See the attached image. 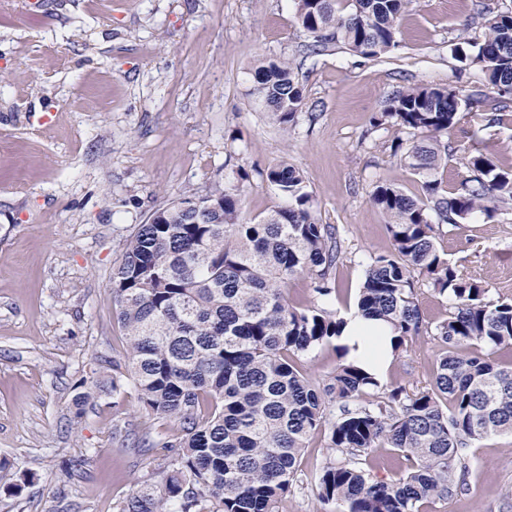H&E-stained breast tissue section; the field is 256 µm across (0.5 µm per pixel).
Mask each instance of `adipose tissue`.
<instances>
[{
  "label": "adipose tissue",
  "instance_id": "adipose-tissue-1",
  "mask_svg": "<svg viewBox=\"0 0 512 512\" xmlns=\"http://www.w3.org/2000/svg\"><path fill=\"white\" fill-rule=\"evenodd\" d=\"M392 331L385 323L351 314L339 339L347 357L363 365L375 376H382L392 360Z\"/></svg>",
  "mask_w": 512,
  "mask_h": 512
}]
</instances>
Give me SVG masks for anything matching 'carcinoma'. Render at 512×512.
<instances>
[{
	"label": "carcinoma",
	"instance_id": "cac0c4a2",
	"mask_svg": "<svg viewBox=\"0 0 512 512\" xmlns=\"http://www.w3.org/2000/svg\"><path fill=\"white\" fill-rule=\"evenodd\" d=\"M295 0L297 20L320 53L341 43L373 60L397 46V23L410 0ZM483 39L456 51L486 81L512 93V11L484 18ZM253 96L282 128L306 105L302 86L284 59L262 60L253 71ZM481 103L462 102L446 88L416 85L397 92L373 126L389 122L412 136L408 167L425 178L416 200L380 183L372 203L386 219L390 251L372 259L357 307L388 323L393 352L428 332L416 276L453 310L434 327L443 351L429 384L379 393L380 382L352 362L338 363L321 388L312 386L294 358L331 346L345 325L335 312L288 304L297 276L320 297L333 292L331 272L341 242L319 223L299 169L282 160L263 177L282 197L258 220L243 209L247 173L155 210L127 239L112 270V294L127 355L112 376L76 385L75 405L96 394L119 395L128 384L158 420L179 423L180 440L162 425L146 427L144 448H167L162 482L146 479L114 506L116 512H276L298 479L307 438L329 430L339 459L315 478L317 497L336 512H426L424 507L465 492L472 467L467 452L492 435H512V367L482 347L512 349V300L488 298L440 252V226H457L479 211L493 217L512 206V168L488 155H469L472 176L446 194L432 178L450 153L442 137ZM397 449L406 461L398 479L373 477L363 466L370 448Z\"/></svg>",
	"mask_w": 512,
	"mask_h": 512
}]
</instances>
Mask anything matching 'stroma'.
I'll return each mask as SVG.
<instances>
[{
	"label": "stroma",
	"instance_id": "1",
	"mask_svg": "<svg viewBox=\"0 0 512 512\" xmlns=\"http://www.w3.org/2000/svg\"><path fill=\"white\" fill-rule=\"evenodd\" d=\"M472 3L411 0L398 48L366 60L340 44L308 53L294 0H0V460L29 477L19 494L0 490V512H114L161 461L163 449L137 442L150 418L134 387L73 405L95 358L125 354L110 275L159 206L241 168L244 210L263 217L282 201L262 173L288 159L342 238L335 293L314 297L297 277L288 302L354 307L372 258L390 249L376 184L422 196V176L393 149L397 128L372 125L387 96L423 84L463 100L483 92L488 109L499 98L454 51L483 37ZM269 58L298 63L310 104L285 129L251 95L252 68ZM448 139L459 150L435 172L443 186L469 176L475 149L512 167V108L492 126L468 114ZM437 245L489 298L512 297V208L474 213ZM439 349L409 339L383 389L427 384ZM328 443L324 429L309 439L277 512H335L312 491L335 456ZM472 453L468 492L432 512H512V437Z\"/></svg>",
	"mask_w": 512,
	"mask_h": 512
}]
</instances>
